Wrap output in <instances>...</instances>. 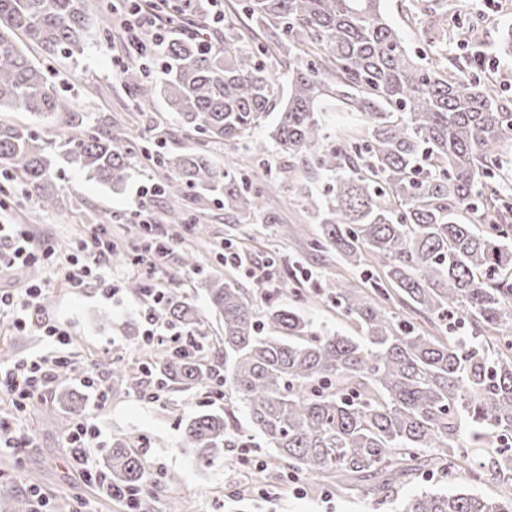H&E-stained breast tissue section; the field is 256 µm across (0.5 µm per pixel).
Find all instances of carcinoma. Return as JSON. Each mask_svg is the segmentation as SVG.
<instances>
[{"instance_id":"obj_1","label":"carcinoma","mask_w":512,"mask_h":512,"mask_svg":"<svg viewBox=\"0 0 512 512\" xmlns=\"http://www.w3.org/2000/svg\"><path fill=\"white\" fill-rule=\"evenodd\" d=\"M381 0H234L224 38L181 32L200 16L201 0H171L157 59L160 81L127 67L125 83L141 94L158 91L190 129L216 142L250 138L280 108L268 133L285 158L278 169L291 192L321 226L314 241L350 267L368 260L386 284L372 291L339 282L326 301L356 322L359 336L320 330L282 284L260 297L226 274L210 282L208 306L223 324L210 340L205 312L178 292L151 307L158 320L192 334L195 350L166 348L137 366L112 365V392L150 395L149 383L211 390L222 384L243 403L250 426L289 470L364 497L392 489L418 472L467 486L450 494L423 493L399 512H512V491L476 494L491 478L512 482V198L504 158L512 150V112L492 83L449 73L428 55H415L380 10ZM87 0H0V108L54 113L67 108L49 77L12 44L16 32L52 53L79 48ZM246 25L238 26L240 17ZM279 62L283 72L268 68ZM336 112L358 120L327 132ZM121 131L90 133L75 124L58 155L119 191L130 168ZM161 189L170 223L212 204L238 221L262 215L253 170H217L197 153L161 152ZM12 173L42 207L58 194L53 162L39 135L0 124V173ZM319 178L325 193L313 191ZM391 300L398 311L386 309ZM421 317L440 332L468 327L466 336L419 331ZM185 442L212 465L227 448H253L254 437L229 411L203 412L186 424ZM134 435L112 440L104 472L115 498L151 512L159 486ZM488 448L475 465L471 449ZM31 512L15 481L0 479V501Z\"/></svg>"}]
</instances>
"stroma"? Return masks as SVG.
Wrapping results in <instances>:
<instances>
[{
	"label": "stroma",
	"mask_w": 512,
	"mask_h": 512,
	"mask_svg": "<svg viewBox=\"0 0 512 512\" xmlns=\"http://www.w3.org/2000/svg\"><path fill=\"white\" fill-rule=\"evenodd\" d=\"M111 2L88 0L90 25L72 56L51 58L37 45L27 44L25 35L14 39L15 45H28L30 57L47 71L65 96L67 110L51 116L23 111L0 113V120L29 127L49 141L68 132L69 120L74 116L83 118L92 132L103 133L113 127L124 129L127 134L130 177L125 189L118 192L60 161L55 167L59 202L45 209L36 199L25 197L17 182L0 176V221L29 225L33 246L42 253L37 262L27 264L25 279L17 278L15 268H0V290L11 291L26 282L42 285L39 314L69 331L67 356L76 373L65 387L78 392L83 391L85 378H106V365L114 356L140 362L152 351L142 341L146 299L129 290L127 283L133 274L124 260L129 248L141 242L136 209H147L158 221L166 222L170 206L168 197L156 189L163 177L147 160L146 149L158 142L170 153L201 152L218 168L248 155L244 145L215 143L189 130L177 113L168 111L161 97H154L148 110L135 112L138 91L125 85L119 70L112 67L113 61L124 60L126 54L122 42L107 34L112 27ZM380 9L410 47L425 49L442 37L443 19L434 9L413 7L410 0H381ZM460 14L478 22V34L472 48L449 44V63L465 65L473 52L485 56L492 66L481 71V78L497 81L500 103L512 109V58L500 51L504 35L512 30V0H462ZM263 158L273 169L264 183V201L267 210L275 215V222L242 224L215 204L194 212L191 226L168 224L167 231L176 239V248L156 269L151 287L164 288L170 281H177L181 295L199 309H206L205 281L218 270L214 255L229 244L260 262L275 258L281 277L307 296L304 309L317 327L346 336L357 335L355 322L338 314L321 294L341 280L366 286L368 279L377 277V270L350 268L332 250L311 251L309 243L318 238L319 225L297 206L277 177L275 169L281 161L275 152L266 150ZM99 226L111 232L117 246L118 257L112 262L111 272L116 288L109 297L96 288L72 290L55 273L51 259L43 255L49 247L60 254L68 253ZM186 251L197 255L198 270L183 268L180 255ZM305 268L312 271L311 280L302 278ZM50 348V342L41 339L36 327L18 332L0 326L2 367ZM60 390L51 388L27 412L25 420L34 444L13 455H0V471H7L22 492L30 482H37L52 512H128L126 500L112 497L99 482L86 479L71 458L68 435L75 419L61 408ZM223 409V400L207 397L204 392L164 389L155 401L124 393L106 396L100 403L88 397L83 416L101 431L96 461H103L109 454L113 438L143 436L142 452L155 477L177 476L170 493L178 497L183 512H394L396 502L424 490L449 487L445 478L421 474L397 484L392 501L383 502L376 496L342 495L283 469H279L276 478L258 480L250 470L221 462L209 467L200 465L193 450L185 446L184 426L199 411Z\"/></svg>",
	"instance_id": "obj_1"
}]
</instances>
